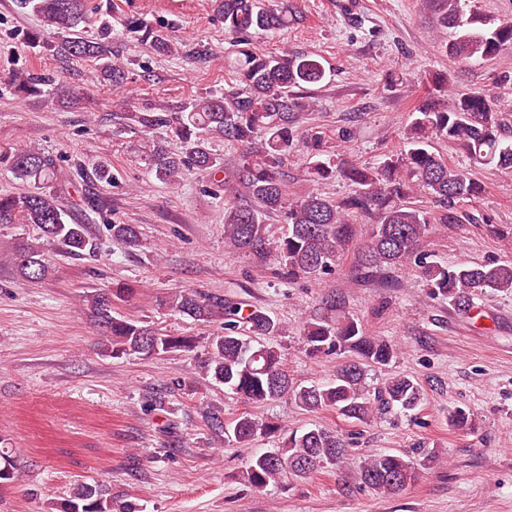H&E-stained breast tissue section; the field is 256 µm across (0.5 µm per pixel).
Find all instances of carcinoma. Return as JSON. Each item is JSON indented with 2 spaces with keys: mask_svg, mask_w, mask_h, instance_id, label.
I'll use <instances>...</instances> for the list:
<instances>
[{
  "mask_svg": "<svg viewBox=\"0 0 512 512\" xmlns=\"http://www.w3.org/2000/svg\"><path fill=\"white\" fill-rule=\"evenodd\" d=\"M19 7L37 15L39 28L28 33L40 42L48 34H61L58 52L71 57L101 61L109 58L111 47L105 39L79 36L85 23V0H17ZM224 16V31L236 47L232 79L224 91L190 100L179 110L148 108L131 113L129 131L142 139L153 131L167 129L171 137L191 144L185 154L154 142L143 152V162L155 178L176 182L180 171L194 167L214 177L223 162L210 152L207 140L222 137L250 145L241 159L237 176L247 189L246 204H224V242L238 253L257 255L270 261L271 272L293 282L316 279L332 270V265L362 231L356 215L372 218L369 241L362 261L372 269L403 267L427 240L435 224H458L477 218L460 214L456 204L476 199L483 193L481 182L459 167L451 166L434 150L433 140L446 139L460 146L475 163L512 169V139L505 133L498 113L501 99L482 91L449 93L448 78L436 73L429 78L427 97L416 104L412 119L402 133V149L388 155L376 167L335 162L320 131H299L298 113L307 112L313 101L305 96L307 86L325 79L326 69L313 56L284 49L266 54L254 49L252 34L276 32L288 27L297 16L286 10L274 11L262 0H216ZM439 24L452 30L441 44L444 52L462 62L496 56L512 45V21L480 12L476 0H440ZM141 38L161 54L175 50L166 35L141 24L133 25ZM17 89L29 95L51 92L53 80L37 73L15 77ZM305 148V165L313 181L340 179L351 187L340 200L319 193L293 197L282 172L283 161ZM0 166L34 185L24 194H0V225L36 224L44 242L21 244L16 250L17 268L27 280H42L52 272L45 247L57 245L69 257L94 252L97 243L86 225L72 224L60 197L50 191L63 180L55 159L31 149L0 151ZM424 197L440 207L430 217L414 205ZM280 212L286 229L282 236L266 235L264 216ZM112 237L129 247L140 245L134 224H110ZM420 274L434 292L448 298L458 310L474 308V299L495 293H512V262L443 265L419 261ZM129 283H119L87 294L86 309L105 340V353L112 358L133 355L193 352L199 344L195 336L159 333L117 311L116 303L136 295ZM166 305L195 321H222L223 331L207 337V353L201 373L224 385L243 403L254 405L285 399L297 407L318 412L331 410L343 419L366 423L375 415L396 408L413 411L423 404L425 394L419 383L395 375L371 388L366 384L370 367H385L397 357L386 340L366 335L355 317L336 296L323 301V312L303 323L302 344L306 355L350 354L334 378L321 385L293 383L282 354L268 341L279 336L284 326L258 310L244 312L224 302L221 296L190 289L173 293ZM207 421L218 437L243 447L258 436L282 432L273 422H259L244 411L233 418L211 412ZM346 436L320 427L291 431L281 447L251 455L243 472L245 484L263 490L286 475L304 478L327 468H339L352 449ZM429 456L413 460L402 454H368L361 461V483L378 495L394 494L418 479L419 471L431 463ZM16 457L0 448V488L12 483ZM60 512H143L139 505L112 499L109 488L99 482L82 483L73 489Z\"/></svg>",
  "mask_w": 512,
  "mask_h": 512,
  "instance_id": "1",
  "label": "carcinoma"
}]
</instances>
